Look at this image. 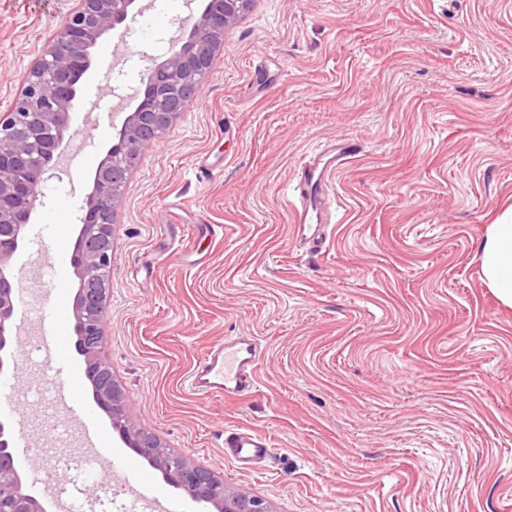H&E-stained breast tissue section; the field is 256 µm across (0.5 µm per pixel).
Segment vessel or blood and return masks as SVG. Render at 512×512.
I'll return each instance as SVG.
<instances>
[{"label": "vessel or blood", "mask_w": 512, "mask_h": 512, "mask_svg": "<svg viewBox=\"0 0 512 512\" xmlns=\"http://www.w3.org/2000/svg\"><path fill=\"white\" fill-rule=\"evenodd\" d=\"M364 148L362 140L345 137L325 143L316 149L296 171L293 200L289 204L290 219L297 242L313 253L321 252L325 239L326 203L332 191L336 173L348 161L359 156ZM44 324L42 347L52 360L53 375L63 380L64 387L56 391V398L66 400L70 417L83 420L89 435H97V425L91 410L76 400L66 381L69 360L66 336L56 309L40 310ZM261 356V344L253 336H228L209 349L190 375L189 387L199 395L240 399L256 388V367ZM224 448L238 463L249 466L265 458L270 442L261 434L247 429H231L224 433Z\"/></svg>", "instance_id": "obj_1"}]
</instances>
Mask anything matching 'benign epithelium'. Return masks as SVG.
Masks as SVG:
<instances>
[{
    "mask_svg": "<svg viewBox=\"0 0 512 512\" xmlns=\"http://www.w3.org/2000/svg\"><path fill=\"white\" fill-rule=\"evenodd\" d=\"M64 24L55 32L50 46L24 76L22 89L13 109L0 116V373L7 361L4 354L18 343L7 329L13 312L15 283L6 272L16 251L23 225L18 215H31L38 190L52 171L49 163H59L63 132L72 120V102L76 95L75 71L87 62L88 49L106 31L124 23L135 0H75ZM252 0H208L198 16L182 23L189 32L186 40L173 43L169 57L150 78L160 87L165 78L187 70L206 71L213 58L204 50L193 52L191 43L201 44L208 35L224 34V28L238 19ZM185 101L174 111L159 113L140 103L122 124L121 141L110 148V161L95 173L94 196L86 210L79 237L82 249L76 269L81 280L89 281L102 268L112 266L113 208L116 187L126 183L130 169L121 161L137 157L157 137L162 124H171L182 111ZM103 295L97 288H81L75 302L74 318L80 333L103 335ZM98 407L107 414L121 408L116 384L99 377ZM141 432L139 422L126 415L119 427L120 437L132 444ZM4 430H0V512H44L42 504L25 493L8 450ZM166 481L182 490L191 500L212 506L215 512H271L261 498L224 487V482L210 472L180 456L159 463Z\"/></svg>",
    "mask_w": 512,
    "mask_h": 512,
    "instance_id": "benign-epithelium-1",
    "label": "benign epithelium"
}]
</instances>
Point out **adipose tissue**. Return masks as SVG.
Here are the masks:
<instances>
[{
    "label": "adipose tissue",
    "mask_w": 512,
    "mask_h": 512,
    "mask_svg": "<svg viewBox=\"0 0 512 512\" xmlns=\"http://www.w3.org/2000/svg\"><path fill=\"white\" fill-rule=\"evenodd\" d=\"M478 256L484 284L512 308V208L488 225L478 243Z\"/></svg>",
    "instance_id": "obj_1"
}]
</instances>
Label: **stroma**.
Returning <instances> with one entry per match:
<instances>
[{
    "instance_id": "obj_1",
    "label": "stroma",
    "mask_w": 512,
    "mask_h": 512,
    "mask_svg": "<svg viewBox=\"0 0 512 512\" xmlns=\"http://www.w3.org/2000/svg\"><path fill=\"white\" fill-rule=\"evenodd\" d=\"M72 0H0V113L64 22ZM176 8L105 32L62 146L69 184L38 192L10 272L29 305L74 316L73 253L93 177L123 121L114 86L137 89L168 56ZM351 135L363 155L334 180L321 253L297 248L287 195L294 167ZM213 164L197 180L195 162ZM512 205V0H254L224 33L212 73L146 147L116 200L102 357L124 408L162 446L264 499L271 512H512V309L481 279L477 245ZM201 224H220L206 239ZM197 251L203 264L185 265ZM263 352L258 383L230 401L194 394L207 348L237 332ZM9 374L18 414L0 413L26 492L54 512L33 474L45 409L26 393L37 365ZM111 455L160 471L96 412ZM252 428L271 455L248 469L224 431ZM91 467L76 502L125 512Z\"/></svg>"
}]
</instances>
